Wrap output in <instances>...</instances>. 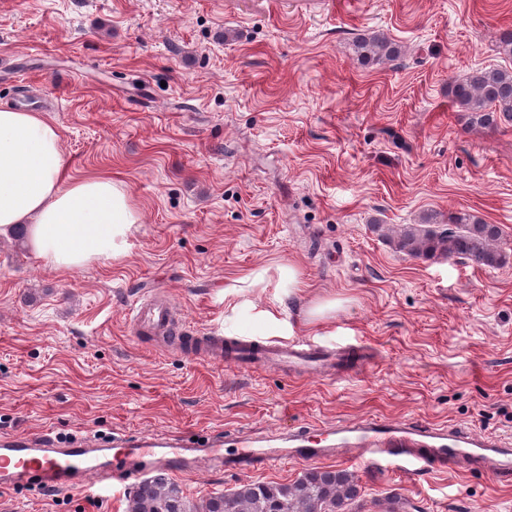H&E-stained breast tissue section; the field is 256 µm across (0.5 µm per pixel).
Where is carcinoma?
I'll use <instances>...</instances> for the list:
<instances>
[{
  "label": "carcinoma",
  "mask_w": 512,
  "mask_h": 512,
  "mask_svg": "<svg viewBox=\"0 0 512 512\" xmlns=\"http://www.w3.org/2000/svg\"><path fill=\"white\" fill-rule=\"evenodd\" d=\"M352 50L358 61L373 68L403 56L402 46L380 32L357 36ZM452 96L468 113V125L474 129L512 121V70H476L454 84ZM423 223L425 227L419 230L406 228L395 241L396 249L415 257L438 252L482 267L501 265L498 225L467 211L448 215V223L443 225L433 215ZM359 497L357 478L345 468L313 467L292 483L245 481L200 503L188 500L179 485L159 472L136 486L127 500V512H322L328 505L336 512H347Z\"/></svg>",
  "instance_id": "obj_1"
}]
</instances>
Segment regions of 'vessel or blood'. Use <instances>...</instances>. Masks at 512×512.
Segmentation results:
<instances>
[{
    "mask_svg": "<svg viewBox=\"0 0 512 512\" xmlns=\"http://www.w3.org/2000/svg\"><path fill=\"white\" fill-rule=\"evenodd\" d=\"M136 321L141 328L162 331L172 329L176 324L174 311L163 297L143 303ZM200 345L209 358L222 359L233 365L244 358L253 366L266 359H278L317 373L334 364L333 358L327 357L325 348L314 342L272 344L249 336L225 338L216 335L201 337ZM108 443L150 456L154 467L170 471L181 468L186 454H207L230 444L236 451L225 456L224 466L241 474L281 464V450L286 447L292 457L308 461L338 451L350 462L368 459L410 473L450 462L463 469L482 464L494 475H512V447L494 438L450 426L380 417H369L353 424L326 425L325 437L320 443L311 440L310 431L304 425L290 430L279 440L271 437L257 440L233 429L215 430L197 441L186 434L129 437L115 434ZM99 455V449L88 447L82 439L58 448L47 435L2 436L0 483L13 485L31 480L49 491L68 489L79 475L88 476L91 484L103 488L129 483L131 473L106 468Z\"/></svg>",
    "mask_w": 512,
    "mask_h": 512,
    "instance_id": "b4317fda",
    "label": "vessel or blood"
}]
</instances>
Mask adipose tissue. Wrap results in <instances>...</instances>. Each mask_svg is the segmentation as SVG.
<instances>
[{
	"label": "adipose tissue",
	"instance_id": "ef3b65f1",
	"mask_svg": "<svg viewBox=\"0 0 512 512\" xmlns=\"http://www.w3.org/2000/svg\"><path fill=\"white\" fill-rule=\"evenodd\" d=\"M60 127L0 107V235L24 225L32 251L60 272L126 250L139 214L106 176L69 178Z\"/></svg>",
	"mask_w": 512,
	"mask_h": 512
}]
</instances>
